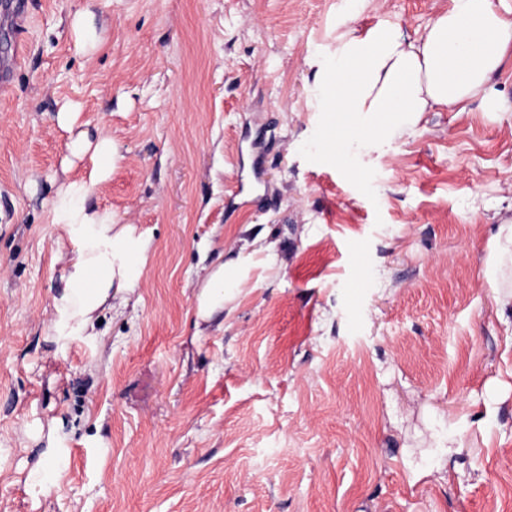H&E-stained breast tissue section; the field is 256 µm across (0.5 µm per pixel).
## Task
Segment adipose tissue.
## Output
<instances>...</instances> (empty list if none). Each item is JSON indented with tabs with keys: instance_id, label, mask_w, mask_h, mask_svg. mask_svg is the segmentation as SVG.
<instances>
[{
	"instance_id": "ef3b65f1",
	"label": "adipose tissue",
	"mask_w": 512,
	"mask_h": 512,
	"mask_svg": "<svg viewBox=\"0 0 512 512\" xmlns=\"http://www.w3.org/2000/svg\"><path fill=\"white\" fill-rule=\"evenodd\" d=\"M333 53L335 69L317 73L319 87L328 93V109L348 142L378 147L388 135L387 124L413 126L423 113L453 112L464 102L487 99L491 76L512 57V21L492 0H452L416 37L393 25L362 34L352 28ZM57 122L72 134L71 157L89 153L95 160L88 177L61 183L51 207L52 221L63 227L68 242L54 253L60 285L50 294L52 318L43 334L63 350L78 340L98 339L101 318L127 307L153 241L90 203L92 189L111 174L118 145L108 134L92 137L77 130V115L69 110L58 112ZM195 285L197 323L221 320L223 263L201 266ZM62 440V425H53L46 448L25 478L33 497L51 493L65 462Z\"/></svg>"
}]
</instances>
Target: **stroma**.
I'll return each mask as SVG.
<instances>
[{
	"mask_svg": "<svg viewBox=\"0 0 512 512\" xmlns=\"http://www.w3.org/2000/svg\"><path fill=\"white\" fill-rule=\"evenodd\" d=\"M25 2L0 20V512H512V313L486 275L512 61L487 100L366 150L316 66L347 27L411 36L451 0ZM67 104L120 148L92 204L153 252L101 342L59 351L51 205L92 167L63 166ZM219 259L224 326L200 333ZM54 420L68 465L36 501ZM196 325L224 326V262L203 265L196 273ZM223 315V318H222Z\"/></svg>",
	"mask_w": 512,
	"mask_h": 512,
	"instance_id": "35a3bbf8",
	"label": "stroma"
}]
</instances>
